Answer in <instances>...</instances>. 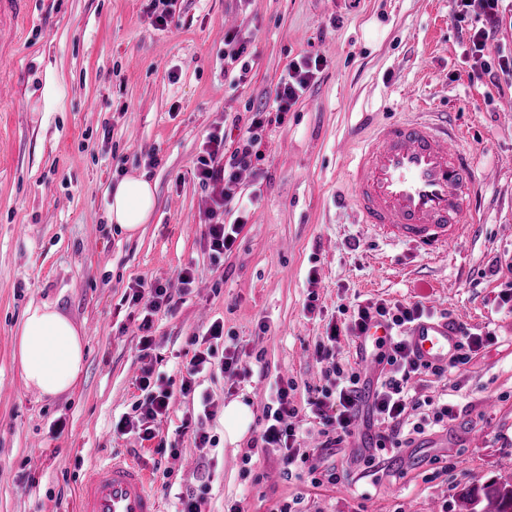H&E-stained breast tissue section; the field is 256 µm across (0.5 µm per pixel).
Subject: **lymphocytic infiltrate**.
I'll return each mask as SVG.
<instances>
[{"label":"lymphocytic infiltrate","instance_id":"f902f5d3","mask_svg":"<svg viewBox=\"0 0 512 512\" xmlns=\"http://www.w3.org/2000/svg\"><path fill=\"white\" fill-rule=\"evenodd\" d=\"M480 5L483 23L468 31L469 52L474 64L486 75L495 69L511 71L512 56H499L493 65L485 59L488 44L500 23V0H481ZM323 66L324 60L319 56L290 62L276 85L271 103L251 108L234 150H227L223 132L210 134L208 148L197 162L195 177L199 185L210 192L206 240L212 255L219 256L231 250L240 232V224L225 223L224 213L238 196L242 172L253 168L263 157V131L269 118L284 122L288 112L316 82ZM127 300L142 310V366L137 382L146 397L135 406L133 415L121 417L116 431L121 435L134 432L141 440L149 441L155 436L153 422L168 416L172 399L171 391L155 375L154 340L150 329L154 316L170 309L173 295L165 285L140 282L132 288ZM428 317V311L418 304L391 305L381 300L354 307L344 326L348 336H362L373 322L386 323L392 329V336L379 357L381 371L372 401L368 404L362 400L367 380L361 367L342 363L336 358V333H329L320 343L318 354L321 360L326 361V374L332 377L333 382L317 388L309 409L322 426L323 451H331L348 442L353 435L355 421L364 409L368 410L374 426L378 428L375 447L381 451L410 447L415 436L424 434L427 427L444 426L454 420L451 405L439 403L428 396L417 397L412 394L409 382L421 375L444 377L449 367L467 363L473 352L485 345L486 338L467 327H460L457 351L448 365L422 362L414 356L405 333L409 326ZM201 343V348L195 349L184 364L183 392L194 391L197 378L202 373L220 371L232 374L241 367L242 359L236 345L224 341L223 322H213L202 333ZM292 389L289 383L276 387L273 397L263 409L264 425L259 435L262 447L281 451V474L286 478L292 477L298 462L308 459L299 444V429L295 424L299 410L290 399Z\"/></svg>","mask_w":512,"mask_h":512}]
</instances>
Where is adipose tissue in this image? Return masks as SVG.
I'll return each mask as SVG.
<instances>
[{
	"mask_svg": "<svg viewBox=\"0 0 512 512\" xmlns=\"http://www.w3.org/2000/svg\"><path fill=\"white\" fill-rule=\"evenodd\" d=\"M156 186L147 175L127 176L110 189L107 219L117 233L134 237L149 223ZM86 338L55 306L32 304L15 330L13 357L26 388L54 398L72 391L83 372Z\"/></svg>",
	"mask_w": 512,
	"mask_h": 512,
	"instance_id": "ef3b65f1",
	"label": "adipose tissue"
}]
</instances>
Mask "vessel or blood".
<instances>
[{
	"label": "vessel or blood",
	"mask_w": 512,
	"mask_h": 512,
	"mask_svg": "<svg viewBox=\"0 0 512 512\" xmlns=\"http://www.w3.org/2000/svg\"><path fill=\"white\" fill-rule=\"evenodd\" d=\"M30 2L0 0V44ZM465 134L447 114L424 108L411 117L377 122L357 144L347 171L360 223L384 242L450 258L476 216L479 161L464 147ZM391 334L380 323L361 336L359 343L367 349L361 358L366 375H374L376 347ZM408 336L414 354L433 364L447 363L459 341L447 322L434 319L414 324ZM149 482L148 472L136 462L112 458L99 463L81 484L78 512H163Z\"/></svg>",
	"instance_id": "obj_1"
}]
</instances>
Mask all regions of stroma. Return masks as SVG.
I'll return each instance as SVG.
<instances>
[{"instance_id":"stroma-1","label":"stroma","mask_w":512,"mask_h":512,"mask_svg":"<svg viewBox=\"0 0 512 512\" xmlns=\"http://www.w3.org/2000/svg\"><path fill=\"white\" fill-rule=\"evenodd\" d=\"M458 0H182L157 24L148 0H32L0 50V512H76L83 472L110 455L141 464L164 512L181 491L203 493L204 512H458L457 495L512 477V312L502 308L512 263V75L478 76ZM339 28H332L333 20ZM247 43V72L224 79L227 32ZM325 59L320 79L284 123L263 133L265 154L241 175L260 190L230 252L212 258L204 238L209 193L193 177L209 133L236 140L247 109L269 98L289 61ZM395 115L429 107L455 113L465 146L480 158V230L436 263L377 239L336 202L358 113ZM155 166H148L149 158ZM147 174L157 205L128 238L106 219L107 190ZM196 285L180 293L185 266ZM169 284L170 311L152 334L164 383L181 386L192 340L223 319L245 372L206 376L216 405L242 397L254 421L239 446L224 442V417L207 426L213 444L179 432L197 408L179 395L157 440L113 427L145 395L137 281ZM420 303L492 333L469 363L429 379L424 394L459 417L366 467L364 452L337 449V481L316 487L306 467L281 475V456L256 447L274 381L293 380L305 406L324 385L315 348L355 304ZM55 305L84 331L87 357L74 391L55 398L27 389L13 361V333L32 304ZM63 431H56L57 421ZM176 456L159 457L158 442Z\"/></svg>"}]
</instances>
